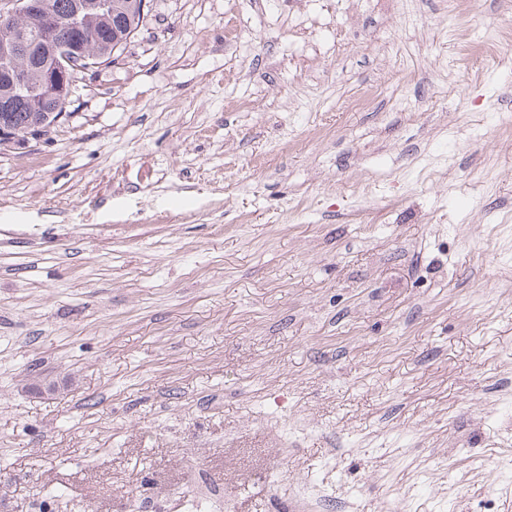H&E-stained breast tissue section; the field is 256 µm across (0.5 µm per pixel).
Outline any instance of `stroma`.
Here are the masks:
<instances>
[{"mask_svg": "<svg viewBox=\"0 0 512 512\" xmlns=\"http://www.w3.org/2000/svg\"><path fill=\"white\" fill-rule=\"evenodd\" d=\"M512 0H150L0 151V512H512Z\"/></svg>", "mask_w": 512, "mask_h": 512, "instance_id": "35a3bbf8", "label": "stroma"}]
</instances>
